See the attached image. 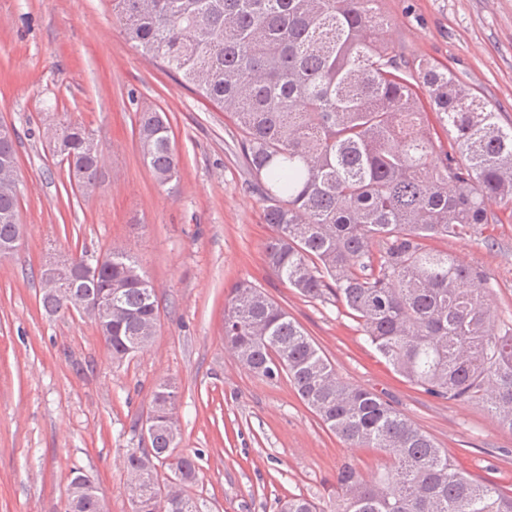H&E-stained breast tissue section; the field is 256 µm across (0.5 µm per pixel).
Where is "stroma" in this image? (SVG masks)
I'll use <instances>...</instances> for the list:
<instances>
[{"instance_id":"stroma-1","label":"stroma","mask_w":512,"mask_h":512,"mask_svg":"<svg viewBox=\"0 0 512 512\" xmlns=\"http://www.w3.org/2000/svg\"><path fill=\"white\" fill-rule=\"evenodd\" d=\"M386 32L409 58L450 63L512 118V0H384ZM166 112L180 158L176 191L142 164L138 113ZM83 122L106 155L102 186L74 192L53 157L60 122ZM0 123L13 126L21 234L0 262V512H63L73 471L97 483L106 512H130L124 459L142 447L155 386L178 388V451L192 455L200 512H278L280 499L328 501L336 468L364 475L384 455L354 450L325 428L288 380L269 384L224 348V296L246 279L284 307L340 378L382 394L447 448L461 469L512 484V432L473 405L434 398L387 367L332 302H309L267 268L269 230L224 110L180 86L125 40L110 0H0ZM498 245L442 241L482 267L488 303L512 317V224ZM119 245L156 288L159 326L146 351L116 362L93 322L50 315L40 266L76 249Z\"/></svg>"}]
</instances>
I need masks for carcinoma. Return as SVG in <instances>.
Instances as JSON below:
<instances>
[{"label":"carcinoma","mask_w":512,"mask_h":512,"mask_svg":"<svg viewBox=\"0 0 512 512\" xmlns=\"http://www.w3.org/2000/svg\"><path fill=\"white\" fill-rule=\"evenodd\" d=\"M112 14L141 55L229 113L271 235L268 269L310 301L334 300L376 353L433 397L477 405L512 432V323L488 306L490 277L436 246L474 238L491 251L512 224V120L504 123L447 62L409 60L385 37L382 0H112ZM79 121L62 125L55 152L67 167L101 174L103 149ZM143 164L177 183L180 160L167 115L139 113ZM16 130H0V246L20 236ZM112 287V323L96 327L112 359L150 347L159 304L139 260L118 245L82 283ZM48 313L68 301L42 290ZM224 347L256 377L287 378L324 426L349 447L386 457L367 478L351 457L322 507L303 495L279 512H512V492L454 464L381 395L341 379L302 326L248 280L224 298ZM175 391L151 398L160 422L150 448L126 456L140 478L139 512H199L178 489L159 496L154 472L174 438ZM169 467L195 483L194 458ZM70 493L78 512H105Z\"/></svg>","instance_id":"obj_1"}]
</instances>
